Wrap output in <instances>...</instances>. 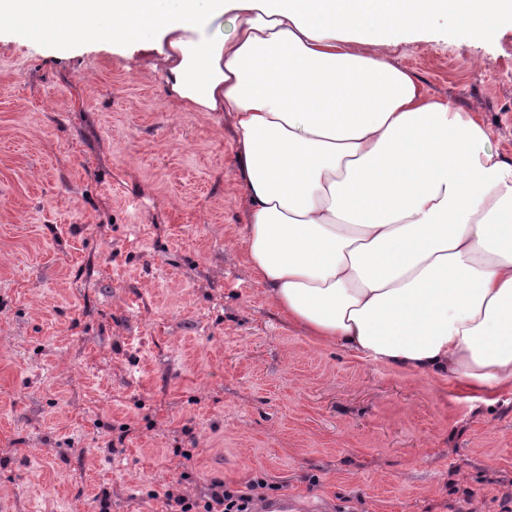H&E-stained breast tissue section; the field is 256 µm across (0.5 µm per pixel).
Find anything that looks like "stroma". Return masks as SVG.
I'll return each mask as SVG.
<instances>
[{"instance_id": "35a3bbf8", "label": "stroma", "mask_w": 512, "mask_h": 512, "mask_svg": "<svg viewBox=\"0 0 512 512\" xmlns=\"http://www.w3.org/2000/svg\"><path fill=\"white\" fill-rule=\"evenodd\" d=\"M147 52L0 33V512H169L266 478L317 512H506L512 388L363 360L248 263L233 120ZM512 163V27L400 44Z\"/></svg>"}]
</instances>
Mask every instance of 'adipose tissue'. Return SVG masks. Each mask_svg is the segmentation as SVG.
<instances>
[{"label":"adipose tissue","mask_w":512,"mask_h":512,"mask_svg":"<svg viewBox=\"0 0 512 512\" xmlns=\"http://www.w3.org/2000/svg\"><path fill=\"white\" fill-rule=\"evenodd\" d=\"M33 8L41 34L64 17L69 37L135 41L176 102L231 113L248 261L289 321L376 363L512 384V164L392 58L438 17L494 31L512 0H0V30Z\"/></svg>","instance_id":"ef3b65f1"}]
</instances>
